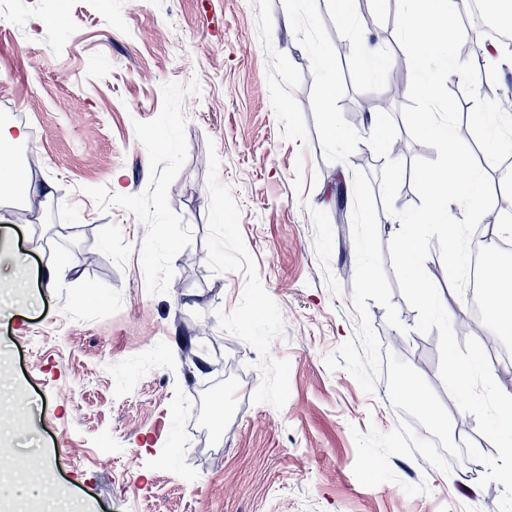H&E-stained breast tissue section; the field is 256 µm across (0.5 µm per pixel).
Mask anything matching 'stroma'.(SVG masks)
Wrapping results in <instances>:
<instances>
[{"instance_id":"35a3bbf8","label":"stroma","mask_w":512,"mask_h":512,"mask_svg":"<svg viewBox=\"0 0 512 512\" xmlns=\"http://www.w3.org/2000/svg\"><path fill=\"white\" fill-rule=\"evenodd\" d=\"M396 9L354 0L358 28L299 0H14L0 121L28 137L0 166L51 194L0 206L5 481L81 512H499L502 484L465 486L483 435L392 267L360 110L385 85L312 72L318 43L392 52ZM508 88L512 50L477 82ZM331 113L354 139L328 141ZM397 364L444 425L407 421Z\"/></svg>"}]
</instances>
